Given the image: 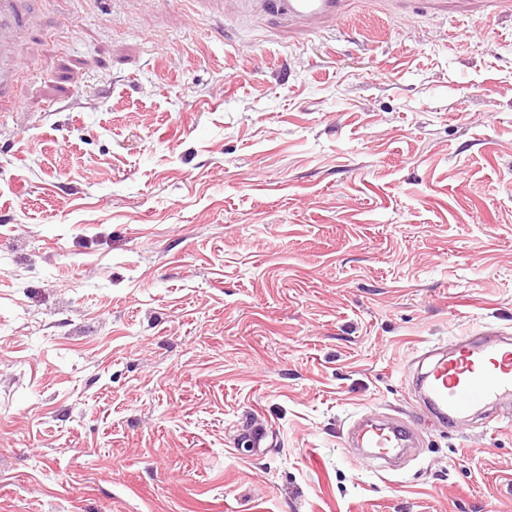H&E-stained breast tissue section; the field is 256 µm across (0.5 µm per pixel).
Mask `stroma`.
Returning <instances> with one entry per match:
<instances>
[{"label": "stroma", "mask_w": 512, "mask_h": 512, "mask_svg": "<svg viewBox=\"0 0 512 512\" xmlns=\"http://www.w3.org/2000/svg\"><path fill=\"white\" fill-rule=\"evenodd\" d=\"M0 112V512H512V423L419 406L512 334V12L324 30L31 0ZM413 423L364 458L363 415ZM268 430L248 447L250 417Z\"/></svg>", "instance_id": "1"}]
</instances>
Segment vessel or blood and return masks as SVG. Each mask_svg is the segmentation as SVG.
<instances>
[{
    "label": "vessel or blood",
    "mask_w": 512,
    "mask_h": 512,
    "mask_svg": "<svg viewBox=\"0 0 512 512\" xmlns=\"http://www.w3.org/2000/svg\"><path fill=\"white\" fill-rule=\"evenodd\" d=\"M349 5L350 0H262L261 8L303 36L344 17ZM25 23L17 0H0V33L19 30ZM424 384L426 405L440 424L451 427L475 411L512 399V338L459 337L454 350L436 362ZM411 433V427L403 425L390 430L368 428L363 437L375 457L383 459L399 452Z\"/></svg>",
    "instance_id": "vessel-or-blood-1"
}]
</instances>
